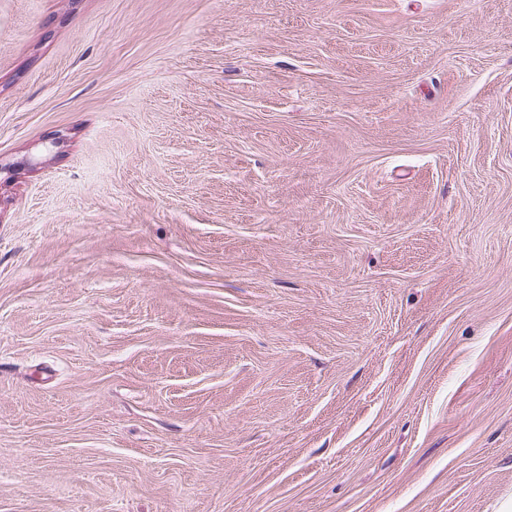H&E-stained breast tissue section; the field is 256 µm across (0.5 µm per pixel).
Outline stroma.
I'll return each mask as SVG.
<instances>
[{"instance_id":"35a3bbf8","label":"stroma","mask_w":512,"mask_h":512,"mask_svg":"<svg viewBox=\"0 0 512 512\" xmlns=\"http://www.w3.org/2000/svg\"><path fill=\"white\" fill-rule=\"evenodd\" d=\"M512 0H0V512H498Z\"/></svg>"}]
</instances>
